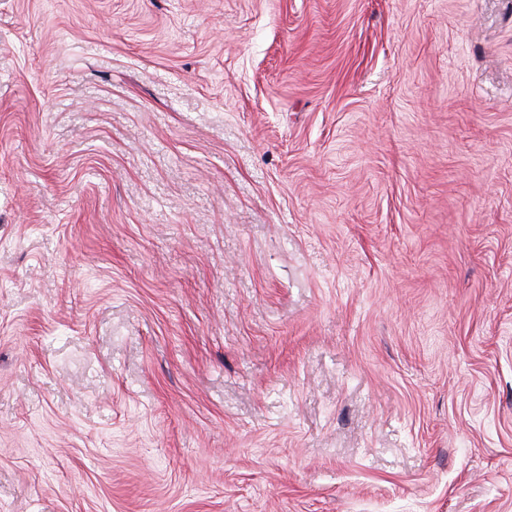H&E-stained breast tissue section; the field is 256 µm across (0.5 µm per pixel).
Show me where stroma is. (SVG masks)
<instances>
[{
	"mask_svg": "<svg viewBox=\"0 0 512 512\" xmlns=\"http://www.w3.org/2000/svg\"><path fill=\"white\" fill-rule=\"evenodd\" d=\"M0 512H512V0H0Z\"/></svg>",
	"mask_w": 512,
	"mask_h": 512,
	"instance_id": "stroma-1",
	"label": "stroma"
}]
</instances>
